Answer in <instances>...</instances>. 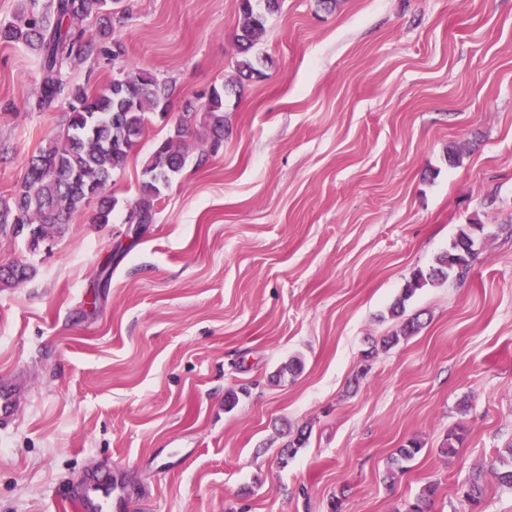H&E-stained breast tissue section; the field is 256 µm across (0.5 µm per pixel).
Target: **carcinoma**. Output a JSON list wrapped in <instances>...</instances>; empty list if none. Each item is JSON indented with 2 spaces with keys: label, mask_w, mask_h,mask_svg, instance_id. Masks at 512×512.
<instances>
[{
  "label": "carcinoma",
  "mask_w": 512,
  "mask_h": 512,
  "mask_svg": "<svg viewBox=\"0 0 512 512\" xmlns=\"http://www.w3.org/2000/svg\"><path fill=\"white\" fill-rule=\"evenodd\" d=\"M108 0H51L43 13L23 9L11 22L0 24V42L25 43L36 47L40 55V92L37 106L48 108L58 101L69 102L70 112L62 129L52 135L27 167L24 180L7 198L0 197V232L13 225V234L33 226L38 235L30 239L35 247L39 237L62 229L68 218L90 202L98 201L91 217L94 224L112 220L118 200L105 196L115 172L123 170L131 152L144 134L147 113L168 112L173 95L172 86L134 69L124 78L94 91L70 83L63 75L66 64L90 56L99 50L96 41L84 37L78 23L94 19L99 24L100 38L112 31V11L106 10ZM240 25L235 33L237 82L262 76L256 66L253 50L265 30L267 16L278 11L279 0H237ZM226 90L212 89L201 109L188 103L185 111L202 112L199 141L208 149L196 151L191 139L193 125L178 123L170 135L158 142L144 163L139 195L131 205L128 221L151 224L161 189L185 167L188 158L196 155V164H205L224 141V97ZM484 225L472 222L459 230L449 249L440 255L436 265L417 271L390 306L391 318L401 320L398 329L382 339V347L390 348L400 338L416 333L419 317H405V302L416 291L439 280L462 279L476 260L478 235ZM30 275L24 265L0 267V286H11ZM464 427L448 433L446 446L440 449L445 457L457 454L462 444ZM423 450L418 440H410L396 449L385 481L394 484L397 475L408 470L407 464ZM489 473L502 486L512 489V448L499 452ZM436 487L427 485L414 500L396 512H431Z\"/></svg>",
  "instance_id": "obj_1"
}]
</instances>
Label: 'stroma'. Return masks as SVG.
<instances>
[{
	"label": "stroma",
	"instance_id": "stroma-1",
	"mask_svg": "<svg viewBox=\"0 0 512 512\" xmlns=\"http://www.w3.org/2000/svg\"><path fill=\"white\" fill-rule=\"evenodd\" d=\"M121 5L107 53L69 80L132 67L173 84L172 106L108 186L111 223L89 205L38 247L0 235V265L33 270L0 288V381L20 402L0 430V512H59L95 469L130 512H394L429 484L432 512H472L460 489L479 473L481 512H512L484 474L512 445V0H283L262 78L226 97L222 147L187 162L150 224L126 221L142 160L186 103L234 82L239 14ZM39 89L37 51L0 43V196L66 119ZM474 220L469 275L417 291L422 329L379 349L412 274ZM412 438L423 451L386 486Z\"/></svg>",
	"mask_w": 512,
	"mask_h": 512
}]
</instances>
